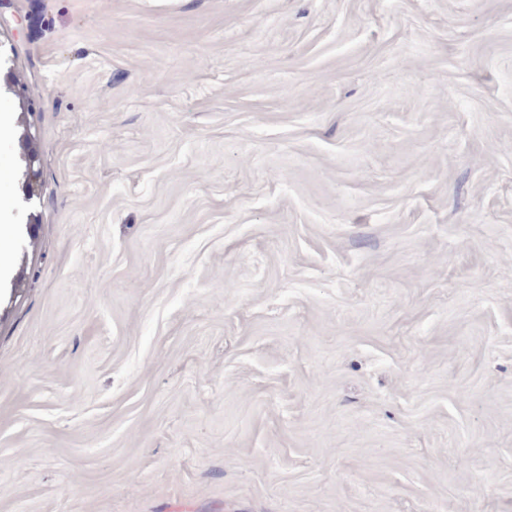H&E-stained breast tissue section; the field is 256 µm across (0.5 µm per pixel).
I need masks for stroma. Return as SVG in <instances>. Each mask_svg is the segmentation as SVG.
Wrapping results in <instances>:
<instances>
[{"label": "stroma", "mask_w": 512, "mask_h": 512, "mask_svg": "<svg viewBox=\"0 0 512 512\" xmlns=\"http://www.w3.org/2000/svg\"><path fill=\"white\" fill-rule=\"evenodd\" d=\"M0 77V512H512V0H0Z\"/></svg>", "instance_id": "35a3bbf8"}]
</instances>
